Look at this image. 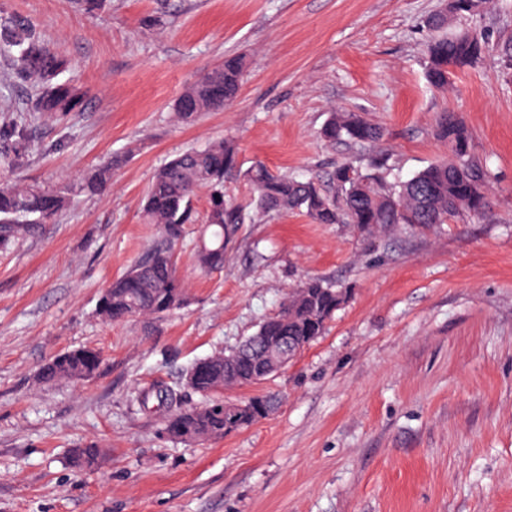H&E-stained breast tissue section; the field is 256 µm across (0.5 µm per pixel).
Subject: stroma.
Segmentation results:
<instances>
[{"label":"stroma","instance_id":"1","mask_svg":"<svg viewBox=\"0 0 512 512\" xmlns=\"http://www.w3.org/2000/svg\"><path fill=\"white\" fill-rule=\"evenodd\" d=\"M446 0H0L69 61L80 111L29 109L37 89L0 55V183L54 185L114 163L97 196L0 246V512H512V70L497 55L429 85L424 20ZM160 26H152V19ZM241 54L238 98L178 122L185 88ZM365 113L385 130L374 151L405 181L443 158L437 113H457L495 172L489 209L428 231L374 236L298 214L256 215L206 273L200 227L178 246L185 305L162 320L111 324L102 292L145 257L155 172L179 153L234 144L227 199L245 174L327 175L357 147L324 143L330 112ZM309 276L350 297L325 333L262 384L265 418L205 443L171 438L168 412L140 397L182 388L193 362L235 346ZM97 349L89 379L43 383L41 367ZM99 444L92 471L70 451Z\"/></svg>","mask_w":512,"mask_h":512}]
</instances>
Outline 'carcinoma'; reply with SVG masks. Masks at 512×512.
Masks as SVG:
<instances>
[{"label":"carcinoma","mask_w":512,"mask_h":512,"mask_svg":"<svg viewBox=\"0 0 512 512\" xmlns=\"http://www.w3.org/2000/svg\"><path fill=\"white\" fill-rule=\"evenodd\" d=\"M491 4L492 0H459L453 14L425 19L427 28L435 32L426 45V74L433 86H446L451 72L474 65L494 50L480 32L448 31V17L474 18ZM4 30L7 34L0 37V55L16 58L13 77L39 88L33 111H80L85 91L70 82L56 81L65 68V59L36 40L22 20L4 25ZM246 67L244 56H224L222 64L186 88L174 105L177 118L187 122L199 112L223 110L237 98ZM382 136L381 127L362 114L341 110L331 112L321 130L322 139L330 145L365 147ZM436 136L450 146L453 158L435 162L398 184L387 181L385 161L380 156L366 159L364 168L351 161L337 164L330 191L314 178L300 180L274 174L259 163L247 172L253 190L247 204L224 196V175L237 163L231 144L219 141L177 155L158 170L144 199V216L148 223L157 225L159 236L147 257L105 290L99 315L109 323L139 316L159 320L185 304L174 244L181 238L184 225L195 220L194 201L202 188L209 191L208 237L199 245L196 261L207 272L224 268L226 245L233 240L238 225L252 221L253 211L302 214L316 224H351L367 236L390 226L427 229L465 214L485 215L494 176L476 160L470 131L455 113L440 112ZM110 171L107 166L88 177L53 186L0 184V243L53 221L76 194L101 191ZM348 296V289L335 288L319 278H309L290 289L278 312L237 346L239 355L226 357L221 352L188 367L187 378L199 372L195 382H185L188 389L204 398L199 405L187 406L182 403V393L158 387L155 398L175 406L166 420L167 433L185 441L218 439L265 417L274 405L271 397L258 395L245 402L226 403L217 393L226 387L268 380L272 362L263 348L281 338L289 343L291 356H296L325 332ZM99 368L96 351L68 350L43 367L40 380L88 379ZM103 455L104 449L98 445L73 450L74 463L80 468L93 467Z\"/></svg>","instance_id":"obj_1"}]
</instances>
